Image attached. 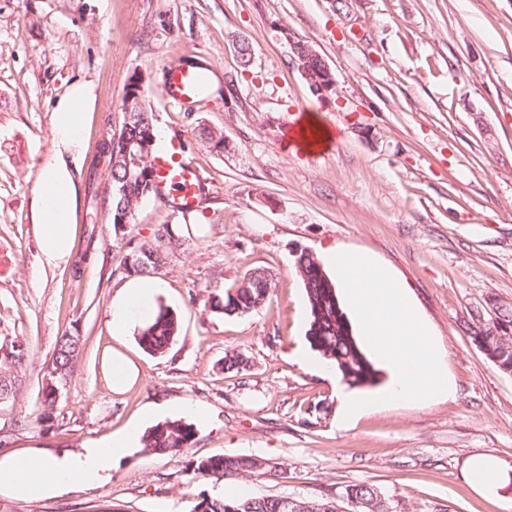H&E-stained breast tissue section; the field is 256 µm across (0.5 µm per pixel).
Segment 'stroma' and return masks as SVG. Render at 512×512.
Here are the masks:
<instances>
[{"label":"stroma","mask_w":512,"mask_h":512,"mask_svg":"<svg viewBox=\"0 0 512 512\" xmlns=\"http://www.w3.org/2000/svg\"><path fill=\"white\" fill-rule=\"evenodd\" d=\"M307 42L336 75L318 97L292 61ZM248 43L242 64L240 43ZM211 70L208 98L184 109L162 97L167 67ZM145 76L157 131L177 137L200 170L204 202L182 217L156 198L133 223L92 219L82 163L69 263L45 265L33 201L49 148L51 111L75 81L96 96L88 146L123 120L131 77ZM312 111L335 134L314 152L284 133ZM222 129L207 151L200 126ZM188 223L170 252L154 305L180 329L151 356L136 335L113 336L112 299L130 275L129 241ZM371 256L407 291L444 354L453 393L380 404L340 421V376L305 344L309 310L295 261L301 251ZM273 284L250 314L204 305L251 270ZM512 304V0H0V341L28 361L14 402L0 406L7 453L75 454L130 426L185 419L196 436L179 455L128 449L104 486L17 500L0 512H191L201 496L313 498L374 484L397 512H512V375L472 340ZM79 333L83 351L52 413L41 400L56 340ZM139 374L116 392L102 375L107 350ZM250 367L226 371L224 355ZM496 457L505 479L485 495L472 456ZM251 455L267 467L220 482L190 479L192 462Z\"/></svg>","instance_id":"stroma-1"}]
</instances>
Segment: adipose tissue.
I'll return each mask as SVG.
<instances>
[{
  "label": "adipose tissue",
  "instance_id": "adipose-tissue-1",
  "mask_svg": "<svg viewBox=\"0 0 512 512\" xmlns=\"http://www.w3.org/2000/svg\"><path fill=\"white\" fill-rule=\"evenodd\" d=\"M95 93L87 82L74 84L54 106L50 118V147L40 166L34 218L40 224V252L45 264L67 263L73 253L77 189L74 174L85 152V130ZM157 286L129 281L115 296L109 325L113 335H127L135 327L131 308L150 298ZM138 441L136 429L112 436L80 454L47 458L41 455H8L0 458V492L20 499L44 496L76 484L105 483L115 458Z\"/></svg>",
  "mask_w": 512,
  "mask_h": 512
}]
</instances>
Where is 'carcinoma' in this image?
<instances>
[{"label":"carcinoma","mask_w":512,"mask_h":512,"mask_svg":"<svg viewBox=\"0 0 512 512\" xmlns=\"http://www.w3.org/2000/svg\"><path fill=\"white\" fill-rule=\"evenodd\" d=\"M124 109L133 112V119L123 118L121 125L112 131V143L103 147L102 153L110 165L107 176L112 178V197L108 223L130 224L141 203L157 196L152 157L156 150V127L153 112L145 99L140 80L129 84L123 100ZM197 139L211 152L224 151V133L207 126L198 128ZM137 150L138 164L127 165L128 146ZM182 245L180 229L162 224L154 239L137 243L125 255L123 268L129 273L158 274L166 264L173 248ZM296 271L302 280L308 305L309 325L307 340L315 352L327 361L342 380L352 388L374 387L379 384L381 370L376 368L354 336L352 325L344 311L336 284L328 277L319 259L302 251L296 258ZM272 288L269 275L254 270L245 275L234 288L209 295V308L224 315H245L257 310L267 299ZM492 327L474 332L473 341L480 348L491 349L498 368L506 372L512 368V334L503 333L505 339L484 343ZM179 332L177 315L167 307H158L154 316L140 328L138 340L141 348L150 355H161ZM81 354V337L65 333L57 340L53 360L47 376L54 384L71 376L76 360ZM27 357L21 344L0 346V379L9 384L10 400H15L21 387L19 372ZM195 431L193 425L182 420L165 421L151 428L142 441L150 453L177 455L191 447ZM259 459L249 455L212 456L189 467L190 476L199 480L219 481L225 477H250L258 472ZM351 512H389L391 506L380 490L370 483H358L345 489ZM305 508L299 512H339L335 495L325 494L315 498H295ZM191 512H291L288 499L283 496H266L239 499L204 497Z\"/></svg>","instance_id":"obj_1"}]
</instances>
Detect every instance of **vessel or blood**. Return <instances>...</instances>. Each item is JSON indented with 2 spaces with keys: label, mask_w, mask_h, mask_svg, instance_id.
Instances as JSON below:
<instances>
[{
  "label": "vessel or blood",
  "mask_w": 512,
  "mask_h": 512,
  "mask_svg": "<svg viewBox=\"0 0 512 512\" xmlns=\"http://www.w3.org/2000/svg\"><path fill=\"white\" fill-rule=\"evenodd\" d=\"M208 79L206 70L172 66L166 69L163 94L169 104L179 107L196 102ZM152 166L156 182L163 188V199L173 210L187 215L196 211L203 200V178L198 168L183 155L179 139H162Z\"/></svg>",
  "instance_id": "1"
}]
</instances>
